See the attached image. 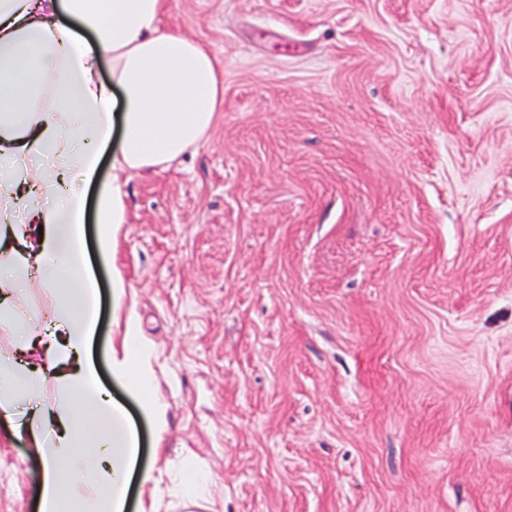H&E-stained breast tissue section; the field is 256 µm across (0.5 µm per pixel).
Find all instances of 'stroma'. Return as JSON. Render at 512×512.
Here are the masks:
<instances>
[{
  "label": "stroma",
  "instance_id": "35a3bbf8",
  "mask_svg": "<svg viewBox=\"0 0 512 512\" xmlns=\"http://www.w3.org/2000/svg\"><path fill=\"white\" fill-rule=\"evenodd\" d=\"M167 4L224 103L123 174L110 256L87 226L130 512H512V0ZM128 334L163 425L112 373ZM40 467L0 445V512Z\"/></svg>",
  "mask_w": 512,
  "mask_h": 512
}]
</instances>
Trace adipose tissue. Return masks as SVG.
Masks as SVG:
<instances>
[{
  "label": "adipose tissue",
  "instance_id": "ef3b65f1",
  "mask_svg": "<svg viewBox=\"0 0 512 512\" xmlns=\"http://www.w3.org/2000/svg\"><path fill=\"white\" fill-rule=\"evenodd\" d=\"M165 11L166 0H0V289L51 295L56 356L71 366L55 380L96 417L83 431L65 409L19 419V404L41 408L47 378L0 356V437L39 452L38 512L127 510L139 441L88 357L97 283L84 223L94 216L108 254L126 204L119 181H102V159L116 172L167 167L224 102L215 56L164 26ZM112 371L145 392L138 337H125Z\"/></svg>",
  "mask_w": 512,
  "mask_h": 512
}]
</instances>
